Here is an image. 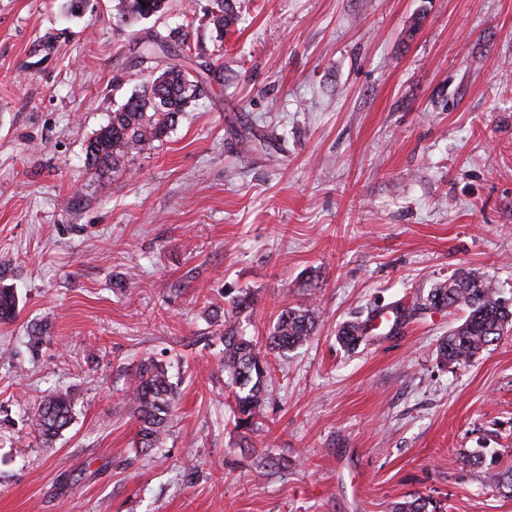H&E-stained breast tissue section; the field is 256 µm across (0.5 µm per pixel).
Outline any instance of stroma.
Here are the masks:
<instances>
[{"instance_id":"35a3bbf8","label":"stroma","mask_w":512,"mask_h":512,"mask_svg":"<svg viewBox=\"0 0 512 512\" xmlns=\"http://www.w3.org/2000/svg\"><path fill=\"white\" fill-rule=\"evenodd\" d=\"M236 2L220 36L210 0L131 25L119 0H0V286L19 298L0 323V512H512L459 462L512 464V335L443 363L453 308L352 353L336 340L459 269L512 298V0ZM174 28L223 81L95 174L89 136L155 73L138 40ZM228 288L252 295L235 319L261 347L282 310L317 315L271 357L246 432L210 319ZM150 356L178 401L141 450L127 393ZM50 392L75 407L47 441L28 415ZM374 311L375 310H372L370 314L368 313L365 320H361L359 316H356L341 326L337 339L347 351H354L365 340L362 334V324L376 314Z\"/></svg>"}]
</instances>
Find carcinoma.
<instances>
[{"mask_svg":"<svg viewBox=\"0 0 512 512\" xmlns=\"http://www.w3.org/2000/svg\"><path fill=\"white\" fill-rule=\"evenodd\" d=\"M120 4L122 16L146 19L163 12L166 0H120ZM237 20L232 0H213L208 23L218 34H224ZM182 36L183 32L172 29L138 42L139 62L159 59L163 61L161 72L114 110L106 125L92 132L86 147L91 169H113L129 154L162 140L202 85L221 78L217 67L209 63H200L194 69L186 66L190 55ZM224 294L231 297L232 310L237 313L251 307L252 297L247 292L236 293L229 288ZM456 306L465 307L467 315L439 344L438 356L446 364L471 362L512 330V303H507L494 282L482 274L464 269L454 273L431 288L417 309L443 311ZM17 307L14 289L0 287V322L12 321ZM362 324L356 316L339 329L338 342L347 350H355L365 340ZM315 330L313 309H285L267 337L266 350L268 354L283 355L306 343ZM224 374L234 389L236 426L248 430L262 415L271 366L267 354H261L256 342L240 333L231 315L224 317ZM176 399V386L167 366L152 357L144 359L130 394L140 422L141 447H160ZM74 405L75 398L70 394L47 395L30 413V425L43 439L51 440L71 425ZM491 480L496 489L512 496V466L493 472Z\"/></svg>","mask_w":512,"mask_h":512,"instance_id":"cac0c4a2","label":"carcinoma"}]
</instances>
